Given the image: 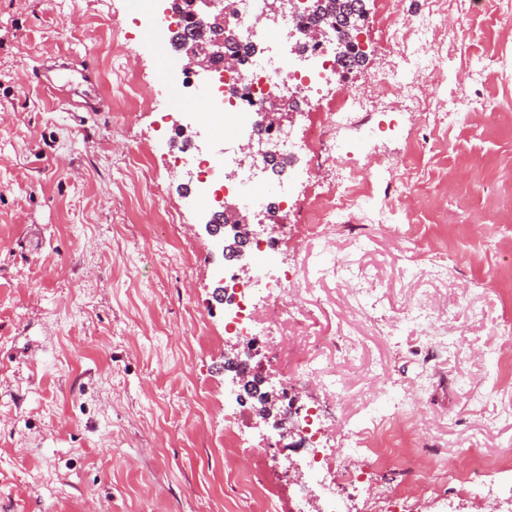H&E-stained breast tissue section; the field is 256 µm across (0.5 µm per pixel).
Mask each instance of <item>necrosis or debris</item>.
I'll return each mask as SVG.
<instances>
[{
	"instance_id": "obj_1",
	"label": "necrosis or debris",
	"mask_w": 512,
	"mask_h": 512,
	"mask_svg": "<svg viewBox=\"0 0 512 512\" xmlns=\"http://www.w3.org/2000/svg\"><path fill=\"white\" fill-rule=\"evenodd\" d=\"M315 0H295L296 9L283 20L284 28L293 30L298 40L296 54L285 56L273 52L269 41L257 32L256 19L263 12L264 0H233V9L224 21L236 35L246 53L235 70L217 71L212 75L205 103L210 117L224 125V140L202 152L194 141H185L176 161L187 167L202 187V199L243 194L269 164L258 159L256 166L237 162L241 142L254 134L272 139L281 156L304 154L315 166H337L334 181L311 180L308 203L298 207L291 182L280 185V195L268 214L271 219L294 215L288 238L321 237L327 227H354L374 221L394 224L397 213L421 204L426 194L423 183L411 180L403 202H396L391 191H379L372 170L386 162L374 153L357 151L353 139L368 125L378 132L397 133L400 125L384 112L385 100H392L409 115L411 128L430 127L436 140L447 136L449 126L466 125L470 111L461 100H438L430 85L448 81V71L434 67L433 60L442 56L447 36L454 27L447 12L431 10L419 14L399 12L394 0H377L365 33L370 40L388 48L390 61L382 77L354 93L325 96V87L345 86L349 78L336 62V46L306 38L307 26ZM133 37L150 36L164 44L171 34L187 24L185 13L165 8L156 11L154 4L133 8ZM304 91V125L301 139H294L288 128H269L262 112L270 100H291L295 91ZM300 278L296 273L267 264L252 274H231L225 280L232 297L225 311V330L240 339L241 361L257 371L253 351L263 348L267 361H290L296 336L287 327L300 324L303 315L299 304ZM389 334L421 336L425 339L427 363H434L451 346L448 324L423 299L411 305L387 323ZM299 375L286 374L278 393L282 423L294 431L293 447L306 453L307 486L323 494L327 512H350L354 499L371 495L379 512H411L407 495L396 485L378 478L379 470L406 465L405 448L411 447V422L419 409L414 398L386 388L374 390L366 405V418L373 424L372 434H365L361 424L337 421L335 414L321 409L300 411L291 405L289 393L299 384ZM340 429L343 449L329 451L323 446L325 431ZM362 459L359 468L346 464L345 455ZM432 470L446 477L449 493L501 500L512 481L488 469L479 449H472L468 468H459L441 453H434Z\"/></svg>"
}]
</instances>
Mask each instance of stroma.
<instances>
[{
  "label": "stroma",
  "instance_id": "35a3bbf8",
  "mask_svg": "<svg viewBox=\"0 0 512 512\" xmlns=\"http://www.w3.org/2000/svg\"><path fill=\"white\" fill-rule=\"evenodd\" d=\"M129 0H0V512H264L241 487V449L224 441V416L241 410L245 443L277 436L258 421V401L238 406L227 369L224 307L215 301L223 258L201 224L195 184L175 165L185 118L200 142L223 132L191 109L204 81L179 87L182 110L124 104L136 70L140 96L160 86L151 42L125 41ZM90 59L108 106L73 112L29 78L42 60ZM462 97L483 102L470 127L452 126L426 154L433 208L419 231L428 252H450L447 269H406L400 238L363 225L360 240L331 232L274 256L313 282L305 296V344L356 323L358 359L330 356L346 385L337 419L356 417L379 383H425L419 439L481 449L493 469L512 463L507 396L484 385L473 404L460 377L482 382L503 346L497 321L512 317V43ZM470 224L474 237L457 239ZM368 268L374 315L363 318L350 288L322 279L330 257ZM446 310L457 347L422 371V340L386 335L384 322L414 296Z\"/></svg>",
  "mask_w": 512,
  "mask_h": 512
}]
</instances>
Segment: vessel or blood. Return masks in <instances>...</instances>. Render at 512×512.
<instances>
[{
	"instance_id": "vessel-or-blood-1",
	"label": "vessel or blood",
	"mask_w": 512,
	"mask_h": 512,
	"mask_svg": "<svg viewBox=\"0 0 512 512\" xmlns=\"http://www.w3.org/2000/svg\"><path fill=\"white\" fill-rule=\"evenodd\" d=\"M36 78L48 89L65 93L73 110L95 112L103 106L99 73L89 61H80L75 67L57 62L39 70Z\"/></svg>"
}]
</instances>
